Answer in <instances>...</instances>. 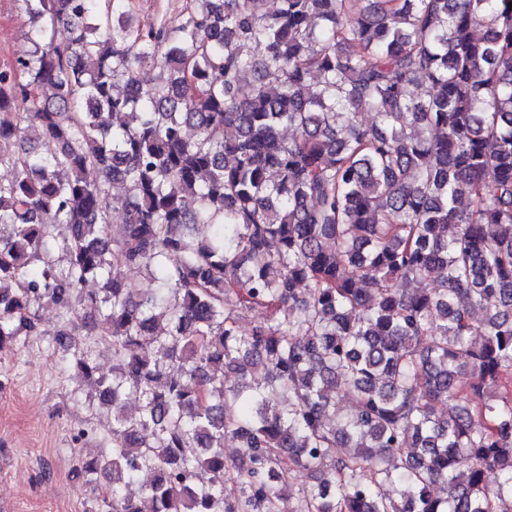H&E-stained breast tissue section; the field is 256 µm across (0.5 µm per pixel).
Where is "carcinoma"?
<instances>
[{
    "label": "carcinoma",
    "instance_id": "1",
    "mask_svg": "<svg viewBox=\"0 0 512 512\" xmlns=\"http://www.w3.org/2000/svg\"><path fill=\"white\" fill-rule=\"evenodd\" d=\"M192 2L23 0L0 67V351L41 303L110 338V381L71 354L116 424L93 512H290L296 470L308 512H512V0ZM129 16L135 25L144 27L176 20L190 0H128Z\"/></svg>",
    "mask_w": 512,
    "mask_h": 512
}]
</instances>
